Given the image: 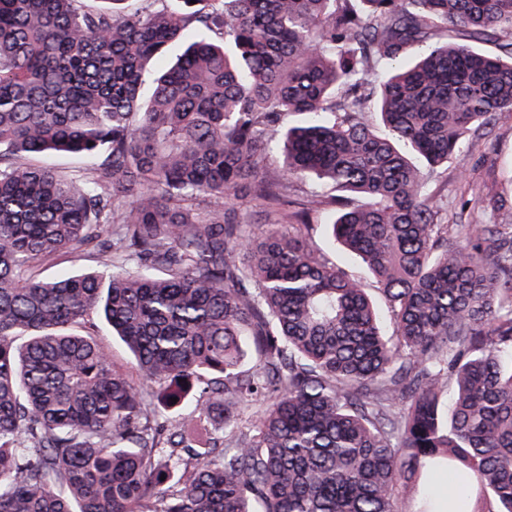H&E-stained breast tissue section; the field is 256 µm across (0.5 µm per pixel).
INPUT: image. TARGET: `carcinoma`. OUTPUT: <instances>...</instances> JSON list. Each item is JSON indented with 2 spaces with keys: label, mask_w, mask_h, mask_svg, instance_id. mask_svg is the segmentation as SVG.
<instances>
[{
  "label": "carcinoma",
  "mask_w": 512,
  "mask_h": 512,
  "mask_svg": "<svg viewBox=\"0 0 512 512\" xmlns=\"http://www.w3.org/2000/svg\"><path fill=\"white\" fill-rule=\"evenodd\" d=\"M83 2L0 0V512H512V223L428 191L512 112V0ZM36 165L47 166L55 169L61 174H72L75 171L82 170L86 163L67 155H52L47 157H38L33 160ZM96 260L78 253L63 252L40 270V277L53 278L66 271L96 268ZM98 325L96 338L105 345L112 354V361L124 371L135 374L137 367L122 343L117 339H112L110 328L99 318H95Z\"/></svg>",
  "instance_id": "cac0c4a2"
}]
</instances>
